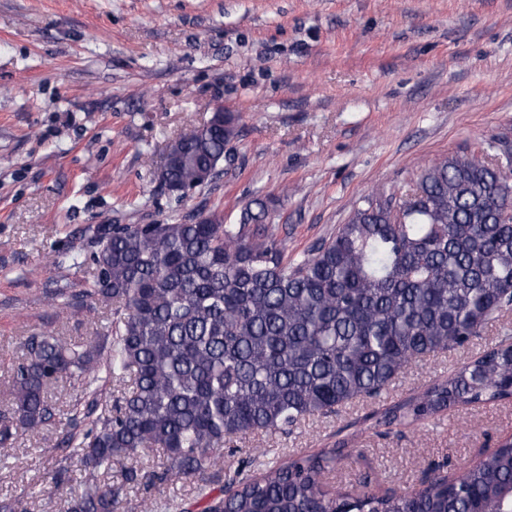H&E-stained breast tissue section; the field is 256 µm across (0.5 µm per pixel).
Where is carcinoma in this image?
I'll return each mask as SVG.
<instances>
[{
	"label": "carcinoma",
	"instance_id": "carcinoma-1",
	"mask_svg": "<svg viewBox=\"0 0 512 512\" xmlns=\"http://www.w3.org/2000/svg\"><path fill=\"white\" fill-rule=\"evenodd\" d=\"M239 114L172 142L171 185L205 183L239 136ZM512 147L494 140L421 166L410 189L362 196L348 221L298 258L268 224L278 199L258 197L239 222L213 213L192 223L97 224L87 293L112 306L100 345L50 332L27 338L4 397L0 446L17 428L54 416L48 389L81 384L83 415L70 448L86 480L68 512H113L100 478L157 448L163 482L223 457L226 441L272 433L375 398L415 360L468 345L512 309ZM129 379L115 404L103 379ZM512 399V335L377 424L414 425L452 407ZM337 448L267 466L207 499L203 512H512V442L447 479L382 495L324 489Z\"/></svg>",
	"mask_w": 512,
	"mask_h": 512
}]
</instances>
